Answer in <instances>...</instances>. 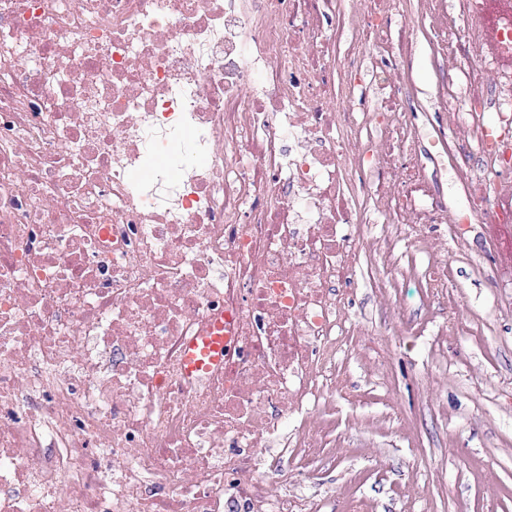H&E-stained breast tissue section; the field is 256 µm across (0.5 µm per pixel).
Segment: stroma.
<instances>
[{
	"instance_id": "35a3bbf8",
	"label": "stroma",
	"mask_w": 512,
	"mask_h": 512,
	"mask_svg": "<svg viewBox=\"0 0 512 512\" xmlns=\"http://www.w3.org/2000/svg\"><path fill=\"white\" fill-rule=\"evenodd\" d=\"M438 344L407 334L369 346L365 311L382 299L418 314L431 291L359 288L349 351L336 362L349 394L321 417L323 452L292 469L335 512H512V292L446 255Z\"/></svg>"
}]
</instances>
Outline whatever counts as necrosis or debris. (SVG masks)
I'll return each instance as SVG.
<instances>
[{
	"label": "necrosis or debris",
	"instance_id": "obj_1",
	"mask_svg": "<svg viewBox=\"0 0 512 512\" xmlns=\"http://www.w3.org/2000/svg\"><path fill=\"white\" fill-rule=\"evenodd\" d=\"M422 0L457 78L434 170L402 0H0V512H295L355 275L426 260L433 331L512 215V25ZM450 173L451 194L430 190ZM224 323V361L187 345ZM479 225H483V228L478 226V231L480 233L475 238L474 242H471V247L474 251L481 253L486 258L487 263L490 264L494 270L498 269L501 272L508 273L510 268L512 270V257L505 258L501 256L497 252L493 243L492 228L490 227L487 229V224Z\"/></svg>",
	"mask_w": 512,
	"mask_h": 512
}]
</instances>
